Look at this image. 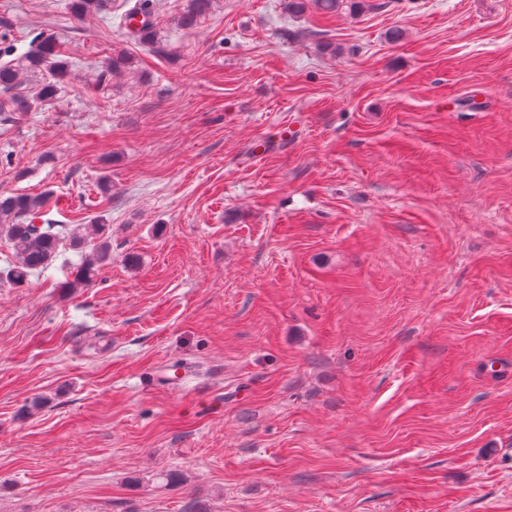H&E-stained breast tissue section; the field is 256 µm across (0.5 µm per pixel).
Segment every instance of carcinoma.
<instances>
[{
	"label": "carcinoma",
	"mask_w": 512,
	"mask_h": 512,
	"mask_svg": "<svg viewBox=\"0 0 512 512\" xmlns=\"http://www.w3.org/2000/svg\"><path fill=\"white\" fill-rule=\"evenodd\" d=\"M212 2L187 0L178 24L184 28L194 26L199 18L211 10ZM151 11V0H136L125 14L126 21L130 22L132 36L145 43L153 41ZM55 57L56 42L47 36L27 56L26 68L37 70L47 66L54 72L55 78L60 80L66 71ZM44 204L45 198L42 196L0 194V236L8 240L13 250V261L5 271L6 278L22 286L28 283L32 275L40 274L51 266L64 240L81 246L93 239L95 243L78 267L74 279L80 285L91 284L97 270L112 262L109 225L101 218L92 224H37L35 220Z\"/></svg>",
	"instance_id": "carcinoma-1"
}]
</instances>
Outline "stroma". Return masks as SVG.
Segmentation results:
<instances>
[{
  "label": "stroma",
  "instance_id": "stroma-1",
  "mask_svg": "<svg viewBox=\"0 0 512 512\" xmlns=\"http://www.w3.org/2000/svg\"><path fill=\"white\" fill-rule=\"evenodd\" d=\"M71 3L0 0V192L112 261L0 280V512H512V0ZM152 2L151 0H136L135 4L128 9L125 19L128 22L131 34L134 38L151 43L153 41V22L151 20ZM136 16H141L140 24L133 25L132 20ZM212 2L213 0H187L186 7L179 17L178 24L184 28L194 26L199 18L211 10ZM56 42L51 37H44L39 41L36 48L26 58V68L29 70H37L44 66H49V69L54 72L57 80H61L66 71L61 62H57Z\"/></svg>",
  "mask_w": 512,
  "mask_h": 512
}]
</instances>
